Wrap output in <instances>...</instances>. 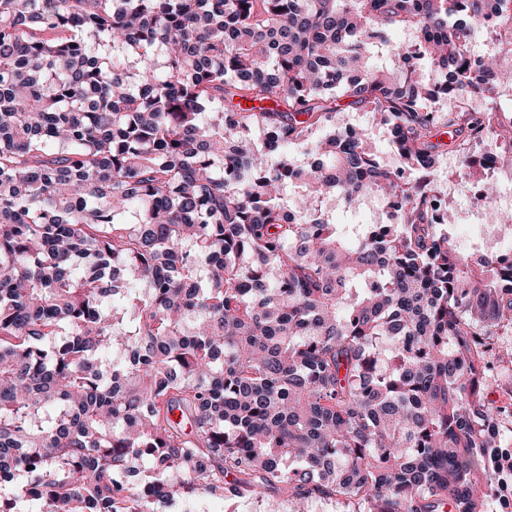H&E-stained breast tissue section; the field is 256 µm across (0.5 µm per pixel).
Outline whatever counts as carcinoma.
I'll return each instance as SVG.
<instances>
[{
	"mask_svg": "<svg viewBox=\"0 0 512 512\" xmlns=\"http://www.w3.org/2000/svg\"><path fill=\"white\" fill-rule=\"evenodd\" d=\"M480 33L512 0H0V512H512V262L430 189L444 130L482 199L512 162ZM345 99H338L336 104L339 105L338 110V125L342 127V123H355L363 124L372 128L373 134L371 144L378 156V159L385 165L395 166L398 165L396 154L393 147L390 145L387 130L383 125H376L372 122L369 114L350 108L347 106ZM341 123V124H340ZM329 214L334 224H374L375 214L366 204L356 212H347L342 206L328 205ZM197 502L204 506L205 512H229L230 506L237 508L238 512H289L288 494L278 488L266 490L263 496H243L234 504L220 497L209 495L197 496L186 499L167 508V512H193Z\"/></svg>",
	"mask_w": 512,
	"mask_h": 512,
	"instance_id": "cac0c4a2",
	"label": "carcinoma"
}]
</instances>
